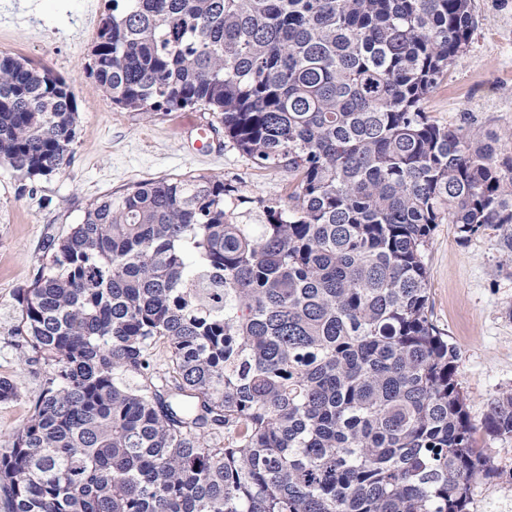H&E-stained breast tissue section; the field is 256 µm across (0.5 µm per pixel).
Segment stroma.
Masks as SVG:
<instances>
[{
	"label": "stroma",
	"mask_w": 512,
	"mask_h": 512,
	"mask_svg": "<svg viewBox=\"0 0 512 512\" xmlns=\"http://www.w3.org/2000/svg\"><path fill=\"white\" fill-rule=\"evenodd\" d=\"M476 29L464 55L423 102L443 126L512 133V0H472ZM106 0H0V53L51 69L71 85L78 105L73 156L66 172L26 178L0 162V377L17 383V400L0 402V449L31 415L45 379L22 337L16 295L33 281L43 239L78 223L87 205L137 182L204 176L236 187L242 224L266 221L264 206L288 194L287 170L260 168L212 128L211 112L122 109L87 66ZM428 316L458 352L457 379L478 447L503 475L473 483L466 512H512V439L480 426L491 402L512 389V263L500 233L459 241L454 225H436L424 253Z\"/></svg>",
	"instance_id": "stroma-1"
}]
</instances>
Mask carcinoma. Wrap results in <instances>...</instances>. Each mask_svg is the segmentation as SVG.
<instances>
[{
  "instance_id": "1",
  "label": "carcinoma",
  "mask_w": 512,
  "mask_h": 512,
  "mask_svg": "<svg viewBox=\"0 0 512 512\" xmlns=\"http://www.w3.org/2000/svg\"><path fill=\"white\" fill-rule=\"evenodd\" d=\"M108 2L88 70L112 103L212 112L288 171V202L240 224L223 180L154 179L45 239L17 296L46 375L0 452L8 512H466L499 469L424 251L446 221L502 230L512 262V160L422 103L471 0ZM77 118L64 78L0 53V162L65 172ZM483 429L512 438V390Z\"/></svg>"
}]
</instances>
